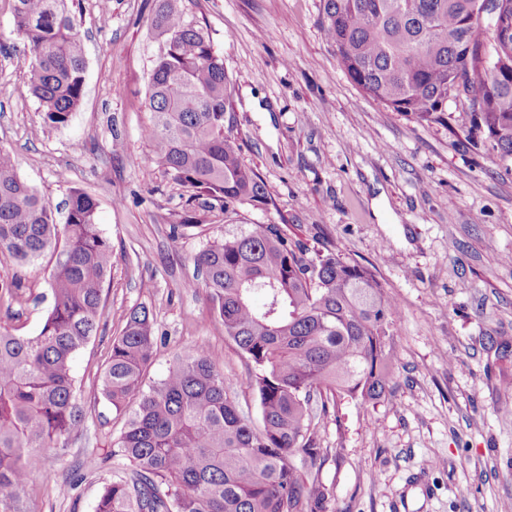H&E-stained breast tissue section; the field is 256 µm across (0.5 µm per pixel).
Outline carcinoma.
Returning a JSON list of instances; mask_svg holds the SVG:
<instances>
[{
	"mask_svg": "<svg viewBox=\"0 0 512 512\" xmlns=\"http://www.w3.org/2000/svg\"><path fill=\"white\" fill-rule=\"evenodd\" d=\"M27 82L44 126H65L85 96V47L68 0H12ZM193 0H158L161 42L148 84L143 137L153 161L207 197L235 226L195 257L224 336L247 362L241 385L260 419L243 416L224 383L223 356L186 348L153 384L145 379L163 337L153 313L131 308L112 337L102 394L125 417L112 457L130 470L103 485L95 512H327L319 426L348 396L390 391L396 304L374 274L330 250L309 256L285 224H250L244 207L272 197L233 134L224 59ZM480 0H323L322 29L339 67L369 98L420 122L445 121L462 97L473 127L512 162V35L469 23ZM512 31V0H493ZM97 201L69 192L64 222L0 150V253L20 267L52 263V302L34 336L0 332V512H26L40 449L63 448L84 429L71 360L97 333L112 244ZM20 275L0 279L14 300Z\"/></svg>",
	"mask_w": 512,
	"mask_h": 512,
	"instance_id": "obj_1",
	"label": "carcinoma"
}]
</instances>
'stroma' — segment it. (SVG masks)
Listing matches in <instances>:
<instances>
[{
  "instance_id": "35a3bbf8",
  "label": "stroma",
  "mask_w": 512,
  "mask_h": 512,
  "mask_svg": "<svg viewBox=\"0 0 512 512\" xmlns=\"http://www.w3.org/2000/svg\"><path fill=\"white\" fill-rule=\"evenodd\" d=\"M156 5L68 0L86 44L85 97L59 129L40 128L22 54H0V148L54 210L70 189L91 193L112 244L101 327L72 359L85 432L43 451L29 512H95L102 486L123 474L111 453L124 419L98 377L134 306L153 311L165 338L149 380L205 345L223 354L240 409L259 418L240 386L245 360L205 291L183 286L194 255L223 236L224 212L157 168L142 136ZM193 10L231 79L242 159L274 201L249 222L288 225L309 248L367 266L398 308L390 393L345 399L320 426L330 512H512V166L470 133L462 108L447 124L421 123L368 98L324 38L322 0H195ZM16 272L24 288L0 303V330L32 336L51 302L49 271L0 255V276Z\"/></svg>"
}]
</instances>
